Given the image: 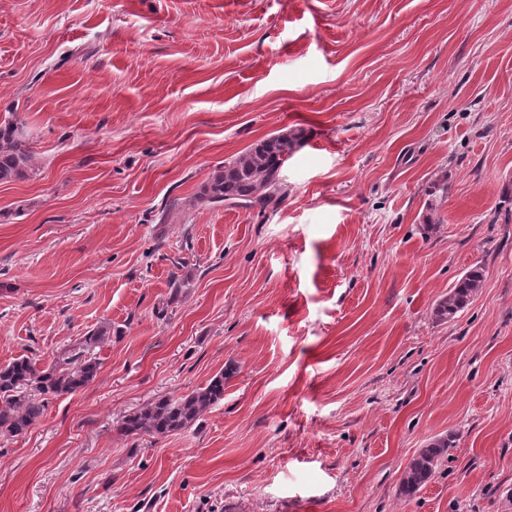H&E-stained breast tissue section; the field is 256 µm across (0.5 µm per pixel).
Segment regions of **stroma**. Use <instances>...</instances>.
Here are the masks:
<instances>
[{"mask_svg": "<svg viewBox=\"0 0 512 512\" xmlns=\"http://www.w3.org/2000/svg\"><path fill=\"white\" fill-rule=\"evenodd\" d=\"M4 120L36 167L0 184V366L111 335L0 436V512H512V0H0ZM291 129L278 207L197 203ZM228 367L190 428L120 432ZM484 270L481 266L471 267L448 291L439 299L434 307V317L437 322H449L465 308L472 297L482 288ZM449 438H439L427 448H422L403 473L402 487L408 494L416 492L438 470L439 464L448 455L451 447Z\"/></svg>", "mask_w": 512, "mask_h": 512, "instance_id": "obj_1", "label": "stroma"}]
</instances>
